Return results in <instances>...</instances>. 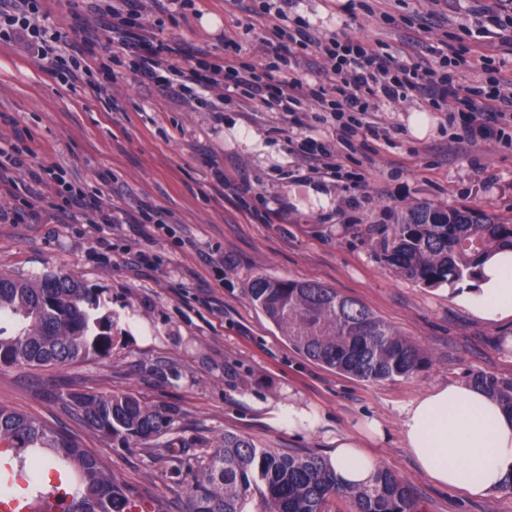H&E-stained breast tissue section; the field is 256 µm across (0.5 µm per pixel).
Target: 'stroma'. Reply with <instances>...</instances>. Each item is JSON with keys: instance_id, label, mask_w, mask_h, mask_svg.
<instances>
[{"instance_id": "obj_1", "label": "stroma", "mask_w": 512, "mask_h": 512, "mask_svg": "<svg viewBox=\"0 0 512 512\" xmlns=\"http://www.w3.org/2000/svg\"><path fill=\"white\" fill-rule=\"evenodd\" d=\"M493 0H295L290 17L316 37L344 32L411 63L439 37L466 47L448 64L449 81L479 104L497 81L512 79V60L493 38L463 31ZM64 32L85 39L91 71L73 87L23 42L0 39V139L31 151L35 164L62 165L74 187L97 197L108 224L61 212L64 189L35 184L22 172L0 183V272L37 279L66 271L100 295L112 316L116 346L107 359L35 369L0 366V404L78 437L113 473L167 512H189L180 479L145 445L125 448L88 428L61 404L73 392L131 393L179 412L174 443L194 460L224 433L267 448L329 455L335 436L356 439L381 467L408 479L422 512H512V492L482 498L439 487L420 474L404 444L400 409L433 388L465 384L472 372L512 376V323L475 318L447 286L427 287L381 262L384 238L405 206H469L512 218V118L499 140L453 143L463 106L417 98L374 103V131L353 145L340 138L331 112H271L226 101L212 88L208 104L173 99L139 86L129 62L108 46L111 17L95 0H32ZM234 0H191L166 11L149 0L144 34L179 54L271 62L254 33L272 27ZM442 13V29L418 34L412 23ZM421 42H413V35ZM426 119L414 132V116ZM303 133L321 142L338 173L313 174L293 150ZM316 280L369 307L407 333L429 363L409 379L364 382L299 354L256 308L247 288L256 276ZM315 411L321 425L288 432L281 406ZM378 419L382 442L363 424Z\"/></svg>"}]
</instances>
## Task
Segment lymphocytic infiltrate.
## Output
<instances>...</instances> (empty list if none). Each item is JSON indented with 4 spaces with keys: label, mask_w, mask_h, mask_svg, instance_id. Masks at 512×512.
I'll return each instance as SVG.
<instances>
[{
    "label": "lymphocytic infiltrate",
    "mask_w": 512,
    "mask_h": 512,
    "mask_svg": "<svg viewBox=\"0 0 512 512\" xmlns=\"http://www.w3.org/2000/svg\"><path fill=\"white\" fill-rule=\"evenodd\" d=\"M123 3V8L112 11L117 53L129 59L131 71L140 84L159 87L174 99L189 95L201 99L212 87L220 86L225 97L241 94L273 112H289L313 101L339 115L367 112L373 99L395 102L420 96L436 101H462L460 87L450 84L446 75L424 63L401 64L393 54L370 51L359 39L345 34L323 40L313 38L309 24L303 21L294 30H287L283 22L288 18V0H266L263 6L264 12L274 13L277 23L261 31L259 39L277 63L262 74L257 73L255 66L228 60L174 61L173 47L160 40L147 43L139 33L138 0ZM0 21L8 28L10 37L26 42L34 57L50 65L62 83L85 74L83 54L74 51L69 57H61L41 37V19L28 14L27 0H0ZM298 47L310 51L316 62L326 65L324 81L306 83L283 71V64L289 63ZM494 99L496 106L491 112L473 101H464L468 117L454 135L456 142L469 144L500 137L502 120L512 115V81L499 83Z\"/></svg>",
    "instance_id": "1"
}]
</instances>
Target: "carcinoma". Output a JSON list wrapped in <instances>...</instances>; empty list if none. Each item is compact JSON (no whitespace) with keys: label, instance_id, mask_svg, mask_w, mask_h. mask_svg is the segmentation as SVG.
I'll return each mask as SVG.
<instances>
[{"label":"carcinoma","instance_id":"obj_1","mask_svg":"<svg viewBox=\"0 0 512 512\" xmlns=\"http://www.w3.org/2000/svg\"><path fill=\"white\" fill-rule=\"evenodd\" d=\"M512 248V220L463 207L421 204L407 209L384 242L382 261L396 273L428 287L474 278L483 260ZM248 296L284 331L307 359L339 374L382 382L413 377L427 362L420 346L355 298L314 280L254 278ZM99 295L66 272L36 280L0 273V318L18 329L0 328V365L48 368L89 355L112 356V315H97ZM512 411V377L470 375ZM64 409L86 426L127 446L151 445L175 476L188 469L190 512H419L409 481L387 468L370 482H342L324 456L262 448L243 435L226 433L198 465L172 448L178 412L153 408L131 394L70 393ZM20 470L49 468L68 473L73 497L67 512H161L150 497L117 479L109 465L79 440L40 419L0 405V449Z\"/></svg>","mask_w":512,"mask_h":512}]
</instances>
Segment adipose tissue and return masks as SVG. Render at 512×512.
I'll return each instance as SVG.
<instances>
[{
  "mask_svg": "<svg viewBox=\"0 0 512 512\" xmlns=\"http://www.w3.org/2000/svg\"><path fill=\"white\" fill-rule=\"evenodd\" d=\"M461 297L481 319H512V249L487 258ZM402 434L418 470L444 488L481 497L512 480V416L465 384L441 385L402 409ZM330 462L344 482H367L377 461L353 440L337 438Z\"/></svg>",
  "mask_w": 512,
  "mask_h": 512,
  "instance_id": "1",
  "label": "adipose tissue"
}]
</instances>
